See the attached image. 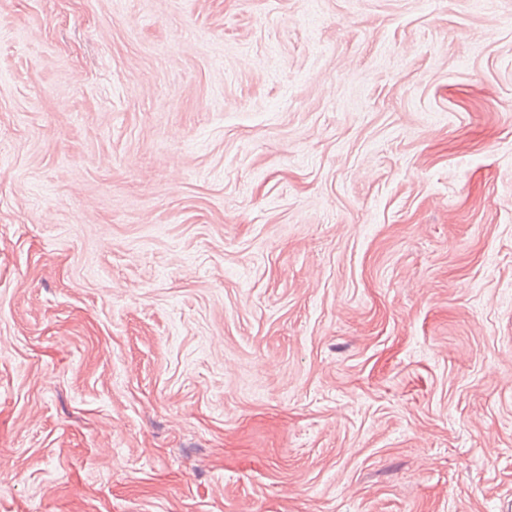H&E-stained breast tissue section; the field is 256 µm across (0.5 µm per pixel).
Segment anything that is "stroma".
<instances>
[{"instance_id": "35a3bbf8", "label": "stroma", "mask_w": 512, "mask_h": 512, "mask_svg": "<svg viewBox=\"0 0 512 512\" xmlns=\"http://www.w3.org/2000/svg\"><path fill=\"white\" fill-rule=\"evenodd\" d=\"M0 512H512V0H0Z\"/></svg>"}]
</instances>
